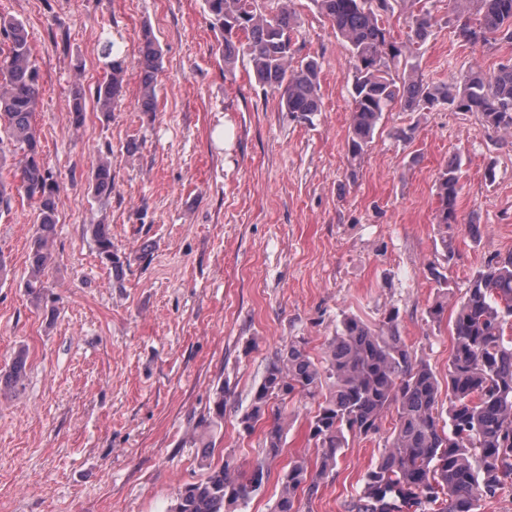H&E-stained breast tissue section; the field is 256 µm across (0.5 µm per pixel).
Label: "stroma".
I'll return each mask as SVG.
<instances>
[{
  "label": "stroma",
  "instance_id": "35a3bbf8",
  "mask_svg": "<svg viewBox=\"0 0 512 512\" xmlns=\"http://www.w3.org/2000/svg\"><path fill=\"white\" fill-rule=\"evenodd\" d=\"M433 17L417 52L420 77L438 85L479 65L512 60V44H464L449 0H423ZM298 57L317 56L321 112L282 111L247 61L232 76L215 54L203 0H0L21 20L40 67L35 122L43 156L64 183L58 200L53 307L23 288L34 206L15 199L0 217V369L27 355L23 388L0 393V512H169L205 471L190 432L223 388L216 457L251 469L260 433H239L268 358L291 338L320 355L342 315L374 325L397 310L414 354L446 379L453 339L428 308L429 267L444 234L436 223L439 171L461 162L455 257L442 271L456 295L491 256L512 252V138L485 135L480 115L436 109L385 113L383 132L348 180L351 120L348 51L311 0H295ZM163 51L158 112L137 110L129 73L111 119L69 110L106 69L102 47L136 58L144 27ZM412 128L410 141L393 132ZM112 155V196L100 204L85 175ZM106 221L122 277L102 263L87 230ZM272 476L242 512H272L277 474L291 456L314 457V404L293 399ZM352 437L302 512H347L392 433Z\"/></svg>",
  "mask_w": 512,
  "mask_h": 512
}]
</instances>
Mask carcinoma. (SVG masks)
I'll return each instance as SVG.
<instances>
[{"mask_svg": "<svg viewBox=\"0 0 512 512\" xmlns=\"http://www.w3.org/2000/svg\"><path fill=\"white\" fill-rule=\"evenodd\" d=\"M346 44L353 74L352 111L347 138L349 178L370 150L384 114L431 112L439 106L453 112H476L487 132L512 136V63L491 75L477 65L441 85H430L416 72L404 46L392 40L383 15L392 0H312ZM475 6L473 18L455 29L458 40L476 44L512 43V0H454ZM210 26L220 37L224 75L233 74L240 53L247 54L257 83L278 95L284 112L311 118L321 111L320 64L317 58L296 57L298 22L294 0H277L262 11L259 0H204ZM413 41L425 42L432 16L411 15ZM108 71L94 90L97 110L110 119L118 106L128 73L127 56L106 43ZM162 50L144 30L136 61L141 85L139 112L153 122L157 115L156 83ZM40 97V72L24 25L0 14V165L7 161L5 145L19 154L14 163L19 181L0 179V213L12 210L15 196L36 204L35 232L29 247L30 275L25 288L44 305L43 277L53 263L50 250L56 234L58 175L46 167L40 131L34 124ZM85 90L73 91L70 124L86 120ZM87 190L100 202L112 194V157L98 159L86 174ZM462 189L460 164L448 161L438 176V223H459L457 200ZM100 258L112 267L123 264L114 251L109 225L89 226ZM443 301L429 310L441 321L450 299L448 278L431 266ZM398 314L391 310L374 327L346 314L314 357L302 339L282 343L269 357L248 409L238 417L239 431L254 433L264 425V460L251 470L213 460V432L224 423V387L215 390L209 417L191 444L201 449L205 476L186 485L173 512H234L268 480V464L283 451L286 421L282 408L296 397L317 404L308 423V437L317 448V469L297 457L278 476L280 491L273 512H301L303 499L317 495L320 482L336 468L337 455L351 436L368 437L380 430L388 413L396 416L393 436L376 464L364 474V490L352 512H479L481 502L512 488V252L495 255L470 280L465 296L455 304L453 350L448 377L440 382L430 366L417 359L399 333ZM25 354L19 352L0 371V390L24 379ZM448 405H439L441 391Z\"/></svg>", "mask_w": 512, "mask_h": 512, "instance_id": "cac0c4a2", "label": "carcinoma"}]
</instances>
